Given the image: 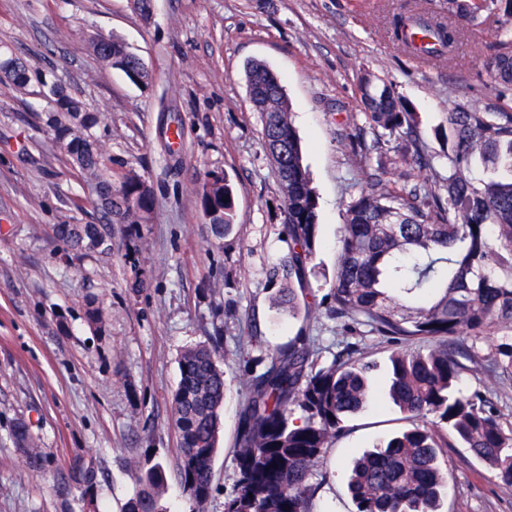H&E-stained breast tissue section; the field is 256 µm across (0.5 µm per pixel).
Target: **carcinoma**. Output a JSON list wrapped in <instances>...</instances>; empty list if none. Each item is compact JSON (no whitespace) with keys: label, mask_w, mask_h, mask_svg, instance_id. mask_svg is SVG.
Wrapping results in <instances>:
<instances>
[{"label":"carcinoma","mask_w":512,"mask_h":512,"mask_svg":"<svg viewBox=\"0 0 512 512\" xmlns=\"http://www.w3.org/2000/svg\"><path fill=\"white\" fill-rule=\"evenodd\" d=\"M498 17L499 35L487 63L489 79L512 92V0H430L403 7L390 33L405 51L437 60L456 49L463 26L483 15ZM97 58L123 73L135 68L134 53L117 38L91 40ZM4 78L28 92L37 81L51 110L46 124L60 151L91 187L108 223L145 224L154 190L127 174L119 187L105 168L95 128L98 112L44 71L10 56ZM253 106L263 118L266 152L288 151V168H277L288 236V263L273 280L302 282L315 252L318 202L303 164L291 104L275 73L263 62L249 67ZM363 122L346 123L341 146L352 156L376 153L399 171L409 187L394 188L380 173L367 175V190L345 204L337 238L336 274L313 310L322 308L393 347L389 395L404 413L424 423L359 458L349 489L357 512H439L447 474L438 464L448 429L506 485H512V429L505 430L487 397L464 395L459 385L481 364L477 342H491L483 365L496 380L512 379V111L480 110L467 103L448 108L433 129L448 150L445 194L415 176L433 169L434 157L417 134L419 115L392 85L371 72L358 77ZM203 212L214 237L235 224L234 189L218 173L201 189ZM56 238L75 251L97 248L101 224H56ZM172 395L178 431L177 467L184 493L204 512L211 493L212 461L224 405V368L216 347L186 348ZM371 367L360 349H347L317 366L302 336L268 356L265 369L247 379V400L238 430L240 480L224 512H311L314 466L343 430L347 417L370 401ZM301 417H295V413ZM25 465L39 472L46 458L30 424L12 429ZM136 490L124 512H163L166 471L155 463L135 474Z\"/></svg>","instance_id":"cac0c4a2"}]
</instances>
